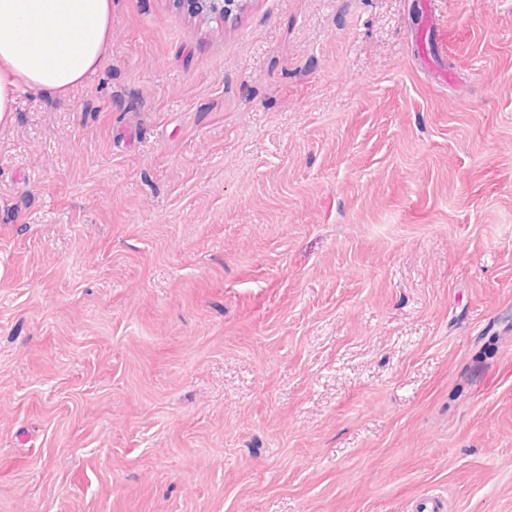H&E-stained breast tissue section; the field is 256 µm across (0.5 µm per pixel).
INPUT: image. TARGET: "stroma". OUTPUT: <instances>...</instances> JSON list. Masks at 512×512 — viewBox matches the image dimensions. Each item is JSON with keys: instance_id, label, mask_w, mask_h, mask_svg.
<instances>
[{"instance_id": "obj_1", "label": "stroma", "mask_w": 512, "mask_h": 512, "mask_svg": "<svg viewBox=\"0 0 512 512\" xmlns=\"http://www.w3.org/2000/svg\"><path fill=\"white\" fill-rule=\"evenodd\" d=\"M425 496L512 512V0H112L0 125V512ZM188 13L200 18L228 19L239 11L244 0H176Z\"/></svg>"}]
</instances>
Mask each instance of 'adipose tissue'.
<instances>
[{"label": "adipose tissue", "mask_w": 512, "mask_h": 512, "mask_svg": "<svg viewBox=\"0 0 512 512\" xmlns=\"http://www.w3.org/2000/svg\"><path fill=\"white\" fill-rule=\"evenodd\" d=\"M112 0H0V122L21 92L68 95L102 65Z\"/></svg>", "instance_id": "obj_1"}]
</instances>
